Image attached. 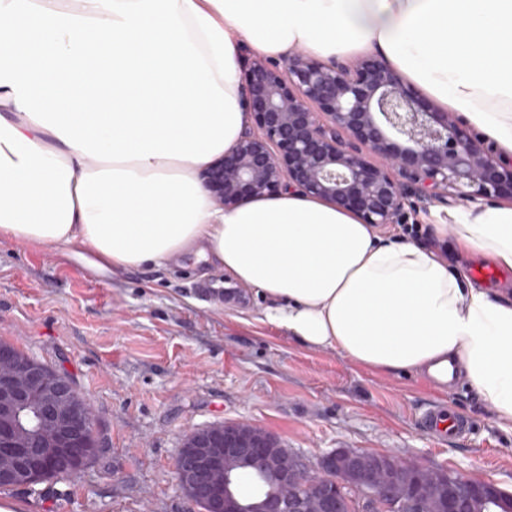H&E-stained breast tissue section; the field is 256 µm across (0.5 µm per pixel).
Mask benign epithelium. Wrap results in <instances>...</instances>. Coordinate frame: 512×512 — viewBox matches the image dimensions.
I'll return each instance as SVG.
<instances>
[{"instance_id": "obj_1", "label": "benign epithelium", "mask_w": 512, "mask_h": 512, "mask_svg": "<svg viewBox=\"0 0 512 512\" xmlns=\"http://www.w3.org/2000/svg\"><path fill=\"white\" fill-rule=\"evenodd\" d=\"M244 81L255 129L205 175L225 206L296 191L385 228L448 197L512 201V161L376 56L350 65L299 48L280 62L254 60ZM94 437L88 401L70 380L1 340L0 483L29 489L59 459L78 474L98 452ZM175 473L210 512H344L343 486L357 512H385L392 499L411 512H459L448 509L446 471L352 448L312 464L247 423L189 434ZM467 484L481 512L506 499L494 484Z\"/></svg>"}]
</instances>
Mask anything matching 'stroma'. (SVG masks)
Here are the masks:
<instances>
[{"label": "stroma", "mask_w": 512, "mask_h": 512, "mask_svg": "<svg viewBox=\"0 0 512 512\" xmlns=\"http://www.w3.org/2000/svg\"><path fill=\"white\" fill-rule=\"evenodd\" d=\"M449 206L416 216V243L470 273L453 236L434 225ZM236 280L186 257L102 276L74 258L0 240V340L67 377L93 407L99 455L76 476L35 490L0 492L9 512H201L178 487L184 439L208 426L247 422L310 461L337 448L408 458L512 493V428L473 391L441 389L414 372L381 374L332 350L305 347L283 330L247 325L262 307ZM473 420L455 446L424 435L426 405Z\"/></svg>", "instance_id": "35a3bbf8"}]
</instances>
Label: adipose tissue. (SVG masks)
Masks as SVG:
<instances>
[{
	"mask_svg": "<svg viewBox=\"0 0 512 512\" xmlns=\"http://www.w3.org/2000/svg\"><path fill=\"white\" fill-rule=\"evenodd\" d=\"M246 47L377 53L512 157V0H0V239L99 274L196 255L266 298L255 322L462 381L512 426V301L330 202H216L204 174L249 122ZM435 230L512 270V205Z\"/></svg>",
	"mask_w": 512,
	"mask_h": 512,
	"instance_id": "ef3b65f1",
	"label": "adipose tissue"
}]
</instances>
